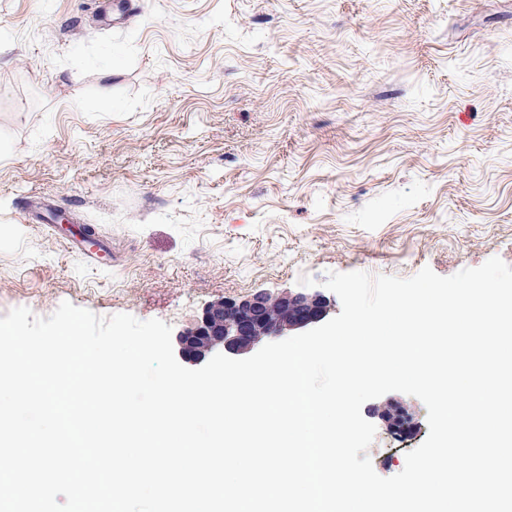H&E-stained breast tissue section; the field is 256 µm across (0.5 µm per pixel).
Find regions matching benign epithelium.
Here are the masks:
<instances>
[{
	"instance_id": "1",
	"label": "benign epithelium",
	"mask_w": 512,
	"mask_h": 512,
	"mask_svg": "<svg viewBox=\"0 0 512 512\" xmlns=\"http://www.w3.org/2000/svg\"><path fill=\"white\" fill-rule=\"evenodd\" d=\"M331 310V300L320 292L260 291L220 298L205 305L198 319L177 333L178 355L198 365L217 353L247 354L268 339L324 321ZM379 417L389 430L398 422L413 420L411 413L394 405Z\"/></svg>"
}]
</instances>
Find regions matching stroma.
Listing matches in <instances>:
<instances>
[{
	"mask_svg": "<svg viewBox=\"0 0 512 512\" xmlns=\"http://www.w3.org/2000/svg\"><path fill=\"white\" fill-rule=\"evenodd\" d=\"M0 0V318L180 331L327 272L512 266V0ZM112 245L88 265L20 199ZM426 421L417 398L391 392Z\"/></svg>",
	"mask_w": 512,
	"mask_h": 512,
	"instance_id": "stroma-1",
	"label": "stroma"
}]
</instances>
